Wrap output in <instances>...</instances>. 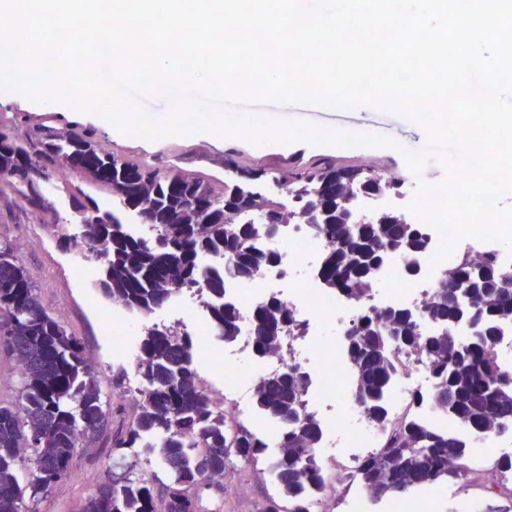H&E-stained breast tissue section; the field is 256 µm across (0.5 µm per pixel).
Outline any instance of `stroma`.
Returning <instances> with one entry per match:
<instances>
[{"mask_svg":"<svg viewBox=\"0 0 512 512\" xmlns=\"http://www.w3.org/2000/svg\"><path fill=\"white\" fill-rule=\"evenodd\" d=\"M54 116L58 123L85 133L94 132L97 140L112 153L122 157L150 155L156 142L135 138L117 130L107 121H86L75 112L34 106L14 100L0 92V121H38ZM345 121L359 130L383 128L386 137L398 144L417 150L429 135L422 122L405 117L383 120L378 109L357 105L350 107ZM168 154L163 163L176 164L189 170L216 177L223 176L225 162L240 160L252 167L268 171L288 166L296 160L317 155L379 157L380 147L341 148L294 142L276 146H255L239 137L202 139L197 135L165 139ZM71 183L58 177L47 184L51 207L47 212L32 211L14 198L11 192L0 194V244L18 246V258L34 276L38 292L49 312L82 343L96 366V380L105 410L122 409L132 414L135 407L133 387L137 381L134 357L116 352L106 328L127 321V314L118 312L110 300L96 288L97 271L83 279L70 272L73 252L60 242L56 224L72 222L73 211L69 190ZM130 479L149 476L144 457L122 454L94 446L79 449L73 462V472L59 482L47 497L28 501L29 512H79L84 501L93 494L108 475ZM274 493L262 465L240 467L236 486L217 491L201 492L204 512H263L267 499ZM410 498L435 497L434 512H507L512 499L490 496L484 482L467 477L446 483L443 492L423 487L410 491Z\"/></svg>","mask_w":512,"mask_h":512,"instance_id":"stroma-1","label":"stroma"}]
</instances>
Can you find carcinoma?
I'll return each instance as SVG.
<instances>
[{"instance_id": "cac0c4a2", "label": "carcinoma", "mask_w": 512, "mask_h": 512, "mask_svg": "<svg viewBox=\"0 0 512 512\" xmlns=\"http://www.w3.org/2000/svg\"><path fill=\"white\" fill-rule=\"evenodd\" d=\"M224 169L221 182L148 158L120 157L92 133L50 121L21 132L0 124V192L44 210L43 187L53 176L63 173L85 185L73 193L72 207L84 245L101 263L97 285L132 314L152 313L194 289L205 298L217 338L234 339L239 313L224 305L220 265L248 279L274 263L272 254L254 246L271 234L270 213L282 224H309L331 240L321 280L356 303L370 296L383 255L397 253L406 268H419L428 238L401 213L384 208L375 222L354 223L357 201L399 195L400 179L383 176L377 165L319 156L275 172L235 162ZM270 181L291 196V205L262 191ZM102 191L149 225L151 235H136L119 215L101 211L96 193ZM424 316L433 330H422L412 312L397 307L364 315L348 330L357 401L386 431L355 475L375 499L463 479L471 462L462 439L445 428L415 417L386 424L381 401L395 373L393 342L427 356L440 414L479 431H512V377L501 371L495 350L500 326L512 316V276L503 274L496 254L478 264L466 260L442 279ZM464 324L477 328L474 337L458 335ZM291 327L299 324L287 303L275 297L262 302L252 313L255 353H276ZM0 350L17 359L23 378L19 400L0 404V512H23L26 499L49 493L70 475L78 449L109 431L114 448L157 454L171 483L160 501L157 476H110L82 512H199L201 488L224 490L227 471L273 447L279 454L270 470L280 497L268 498L265 512H308L304 490L325 488L316 456L322 429L301 411L304 376L290 369L255 384L259 414L274 421L265 431L229 425L200 379L197 336L149 328L138 337V412L129 424L109 419L83 346L49 314L33 274L9 244L0 245ZM27 460L35 475L23 486L17 469Z\"/></svg>"}]
</instances>
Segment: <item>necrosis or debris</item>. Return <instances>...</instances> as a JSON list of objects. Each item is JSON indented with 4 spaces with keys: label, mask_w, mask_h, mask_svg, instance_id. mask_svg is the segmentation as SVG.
<instances>
[{
    "label": "necrosis or debris",
    "mask_w": 512,
    "mask_h": 512,
    "mask_svg": "<svg viewBox=\"0 0 512 512\" xmlns=\"http://www.w3.org/2000/svg\"><path fill=\"white\" fill-rule=\"evenodd\" d=\"M428 235L429 247L421 259L419 276L414 279L406 276L402 258L393 256L378 271V288L365 307L384 310L398 306L422 311L436 295L446 273L462 261L481 260L493 247L492 242L464 237L455 242L450 256L439 262L435 255L442 238L433 229ZM259 245L277 254L276 266L261 271L251 281H239L229 275L224 278V300L234 305L242 316L234 341L238 360L214 361L224 373V416L230 421L243 419L244 410L233 399L243 383L289 368L303 373L308 380L304 401L307 411L336 433L334 442L319 447V458L337 460L341 475L336 484L337 495L349 496L351 512H366L367 495L356 490L353 477L367 453L378 448L382 429L365 416L355 399L352 367L343 349L346 331L357 320L361 307L322 287L313 262L327 254L330 244L308 225H282L277 234L260 240ZM270 295L287 302L305 330L284 332L278 353L266 357L262 364L243 362V355L250 350V312L257 302ZM393 357L396 373L386 399L392 421L412 414L422 422H432L434 412L427 401L436 379L425 358L400 346L394 347ZM339 448L344 451L340 459L334 456Z\"/></svg>",
    "instance_id": "necrosis-or-debris-1"
}]
</instances>
